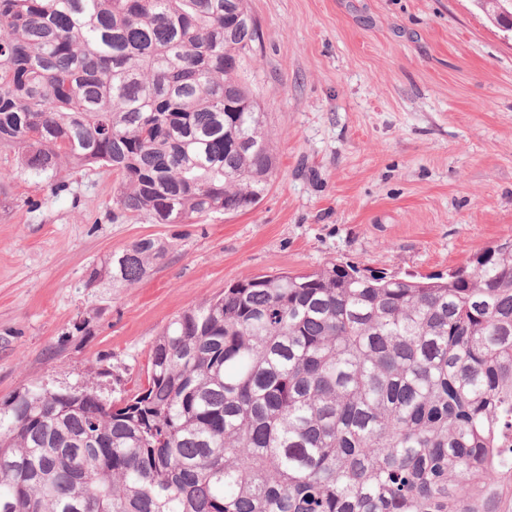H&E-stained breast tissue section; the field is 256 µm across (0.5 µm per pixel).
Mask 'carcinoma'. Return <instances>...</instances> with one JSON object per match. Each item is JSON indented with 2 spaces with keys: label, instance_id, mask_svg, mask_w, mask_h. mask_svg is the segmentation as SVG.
Masks as SVG:
<instances>
[{
  "label": "carcinoma",
  "instance_id": "cac0c4a2",
  "mask_svg": "<svg viewBox=\"0 0 512 512\" xmlns=\"http://www.w3.org/2000/svg\"><path fill=\"white\" fill-rule=\"evenodd\" d=\"M259 41L246 0H0V145L58 190L65 164L111 169L114 220L247 211L278 169L239 75ZM0 512H512V240L445 277L261 274L173 318L120 400L22 388Z\"/></svg>",
  "mask_w": 512,
  "mask_h": 512
}]
</instances>
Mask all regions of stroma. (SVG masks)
I'll return each instance as SVG.
<instances>
[{
    "label": "stroma",
    "instance_id": "1",
    "mask_svg": "<svg viewBox=\"0 0 512 512\" xmlns=\"http://www.w3.org/2000/svg\"><path fill=\"white\" fill-rule=\"evenodd\" d=\"M247 7L262 38L240 74L279 160L253 209L116 221L110 169L65 167L55 192L0 149V403L30 384L121 397L171 318L259 274H444L512 236V32L473 0ZM143 237L172 246L147 278L89 285Z\"/></svg>",
    "mask_w": 512,
    "mask_h": 512
}]
</instances>
